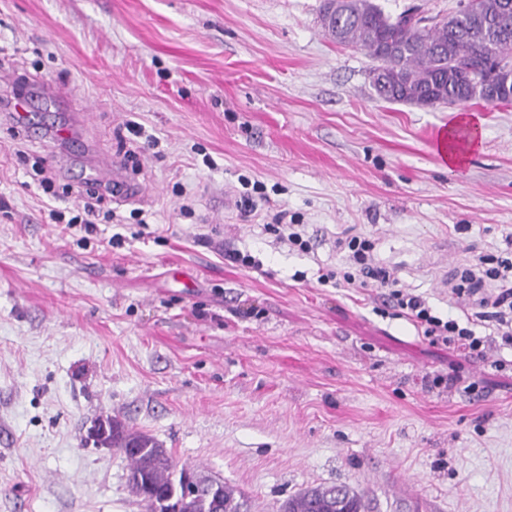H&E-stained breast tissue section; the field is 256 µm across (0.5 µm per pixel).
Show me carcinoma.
Masks as SVG:
<instances>
[{"instance_id":"carcinoma-1","label":"carcinoma","mask_w":512,"mask_h":512,"mask_svg":"<svg viewBox=\"0 0 512 512\" xmlns=\"http://www.w3.org/2000/svg\"><path fill=\"white\" fill-rule=\"evenodd\" d=\"M334 2L329 36L376 62L383 78L376 94L389 102H483L490 54L512 52V0H479L478 9L432 25L417 5L391 15L373 0ZM494 82L497 105H512V68L498 72ZM92 431L95 445L114 448L128 461L129 487L145 512H245L239 491L220 480L210 484V475L197 468L191 471L201 489L187 490L183 470L153 436L110 416L97 418ZM279 512H364V507L344 485H318L289 497Z\"/></svg>"}]
</instances>
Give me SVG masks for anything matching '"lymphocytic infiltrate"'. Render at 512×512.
<instances>
[{
	"mask_svg": "<svg viewBox=\"0 0 512 512\" xmlns=\"http://www.w3.org/2000/svg\"><path fill=\"white\" fill-rule=\"evenodd\" d=\"M336 245L348 251L350 266L340 275L332 270L321 274V281L339 276L352 288L385 289L386 304L408 312L423 327L431 344L449 346L457 343L478 358L485 357L495 343L512 346V257L480 256L477 263L462 270L460 281L453 290L457 298L470 301L476 319L493 323L495 335L480 337L457 320H445L434 315L422 296L399 288L389 270L372 265L369 261L372 248L369 239L355 235L337 240Z\"/></svg>",
	"mask_w": 512,
	"mask_h": 512,
	"instance_id": "lymphocytic-infiltrate-1",
	"label": "lymphocytic infiltrate"
}]
</instances>
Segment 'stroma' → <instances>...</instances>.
Returning <instances> with one entry per match:
<instances>
[{"mask_svg":"<svg viewBox=\"0 0 512 512\" xmlns=\"http://www.w3.org/2000/svg\"><path fill=\"white\" fill-rule=\"evenodd\" d=\"M321 2L0 0V100L71 130L0 111V512H143L126 459L88 441L101 415L249 512L320 484L367 512H512V347L431 344L380 295L318 280L361 235L461 317L456 269L512 235V105L470 104L482 144L448 166L451 107L378 99ZM130 120L157 150L126 156ZM115 159L135 196L105 195L97 234L50 222ZM282 209L309 250L265 231Z\"/></svg>","mask_w":512,"mask_h":512,"instance_id":"35a3bbf8","label":"stroma"}]
</instances>
